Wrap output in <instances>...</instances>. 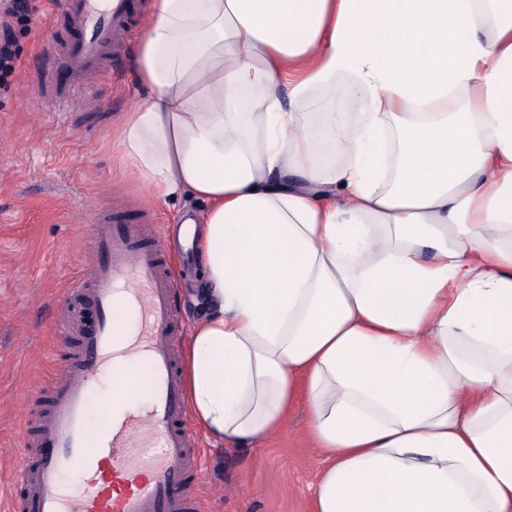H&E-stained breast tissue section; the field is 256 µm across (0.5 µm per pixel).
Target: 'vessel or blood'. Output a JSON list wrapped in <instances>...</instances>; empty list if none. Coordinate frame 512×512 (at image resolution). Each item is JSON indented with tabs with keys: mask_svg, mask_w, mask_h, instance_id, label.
Wrapping results in <instances>:
<instances>
[{
	"mask_svg": "<svg viewBox=\"0 0 512 512\" xmlns=\"http://www.w3.org/2000/svg\"><path fill=\"white\" fill-rule=\"evenodd\" d=\"M48 4L67 26L64 49L76 71L100 67L107 52H119L136 35L130 23L135 0ZM48 97L60 118L82 101L74 83L52 86ZM87 265V277L72 293L91 300L97 321L85 326L71 305L61 309L59 325L77 345L39 413L23 423L21 489L12 512H200L190 491L201 477L198 438L188 423L176 359L183 325L161 236L149 225L102 214L91 227ZM130 304L137 320L123 338L116 334L115 311ZM143 352L151 363L148 409L113 415L103 435L91 439L92 387L122 359ZM66 473L80 474L87 489L64 484Z\"/></svg>",
	"mask_w": 512,
	"mask_h": 512,
	"instance_id": "b4317fda",
	"label": "vessel or blood"
}]
</instances>
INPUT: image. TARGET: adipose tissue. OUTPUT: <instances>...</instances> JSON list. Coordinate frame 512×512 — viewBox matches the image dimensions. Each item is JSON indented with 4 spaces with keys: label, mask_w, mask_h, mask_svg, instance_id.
I'll list each match as a JSON object with an SVG mask.
<instances>
[{
    "label": "adipose tissue",
    "mask_w": 512,
    "mask_h": 512,
    "mask_svg": "<svg viewBox=\"0 0 512 512\" xmlns=\"http://www.w3.org/2000/svg\"><path fill=\"white\" fill-rule=\"evenodd\" d=\"M134 69L113 148L203 205L209 439L301 401L312 512H512V0H151ZM345 75L369 111L314 135L307 91ZM148 400L141 355L90 433Z\"/></svg>",
    "instance_id": "adipose-tissue-1"
}]
</instances>
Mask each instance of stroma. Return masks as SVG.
Returning <instances> with one entry per match:
<instances>
[{
	"instance_id": "35a3bbf8",
	"label": "stroma",
	"mask_w": 512,
	"mask_h": 512,
	"mask_svg": "<svg viewBox=\"0 0 512 512\" xmlns=\"http://www.w3.org/2000/svg\"><path fill=\"white\" fill-rule=\"evenodd\" d=\"M29 22L0 13L11 27L17 55L14 73L0 79V512H8L21 466L25 416L36 413L59 369L75 348L57 329V303L82 278L89 226L97 211L128 208L149 214L177 234L194 202L167 203L126 174L112 150V132L140 97L130 55L79 78L85 107L59 122L41 88L43 75L72 70L55 46L46 0H25ZM340 93L310 89L309 111L330 100L349 123L369 101L353 81ZM185 327L197 317L200 285L196 258L171 251ZM202 477L195 487L206 512H310L325 455L307 435L303 405L271 435L247 448L201 439Z\"/></svg>"
}]
</instances>
